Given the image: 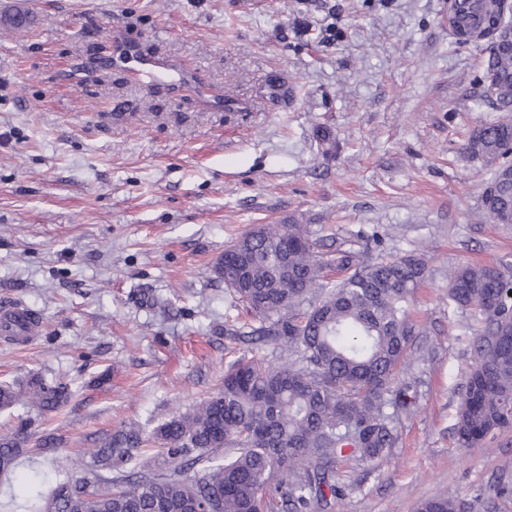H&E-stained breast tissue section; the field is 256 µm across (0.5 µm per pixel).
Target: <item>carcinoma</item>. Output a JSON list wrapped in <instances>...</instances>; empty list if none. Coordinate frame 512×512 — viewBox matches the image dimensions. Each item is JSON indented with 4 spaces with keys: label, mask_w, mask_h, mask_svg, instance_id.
Listing matches in <instances>:
<instances>
[{
    "label": "carcinoma",
    "mask_w": 512,
    "mask_h": 512,
    "mask_svg": "<svg viewBox=\"0 0 512 512\" xmlns=\"http://www.w3.org/2000/svg\"><path fill=\"white\" fill-rule=\"evenodd\" d=\"M512 9L493 0L480 23L490 45L495 20ZM486 100L503 119L474 128L465 150L491 167L494 188L479 208L491 224H512V54L491 52ZM336 267L344 277L330 281ZM215 279L248 306L259 325L229 328L232 340L272 343L289 358L243 356L224 370L220 389L191 409L154 426L117 429L90 461L64 456L25 504L6 512H330L341 487L336 462L368 463L395 442L394 423L414 412L416 378L403 375L420 327L412 296L426 280L423 254L323 253L302 224H256L233 239L213 266ZM512 272L498 262L466 263L448 273V308L477 324L474 363L456 412L455 433L466 448L512 427ZM69 384L31 376L23 388L0 383V410L21 404L57 412ZM31 419L19 417L0 438V477L13 472ZM161 445L146 457L143 447ZM417 512H468L443 495Z\"/></svg>",
    "instance_id": "1"
}]
</instances>
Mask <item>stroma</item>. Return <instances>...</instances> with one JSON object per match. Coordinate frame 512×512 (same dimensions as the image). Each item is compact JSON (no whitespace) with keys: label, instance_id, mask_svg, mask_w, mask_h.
Instances as JSON below:
<instances>
[{"label":"stroma","instance_id":"35a3bbf8","mask_svg":"<svg viewBox=\"0 0 512 512\" xmlns=\"http://www.w3.org/2000/svg\"><path fill=\"white\" fill-rule=\"evenodd\" d=\"M32 9L0 25V301L43 318L28 346L0 342V381L69 382L33 416L19 468L83 458L119 427L151 429L219 389L225 366L275 345L226 336L249 319L212 269L256 224L308 225L425 254L407 361L417 406L381 462L336 466L331 512H415L449 493L512 512V429L464 448L455 415L474 350L448 270L512 266V224L480 221L491 178L465 151L499 120L482 94L484 40L448 29V0H0ZM199 73L209 99L145 62ZM167 300L142 306L139 290Z\"/></svg>","mask_w":512,"mask_h":512}]
</instances>
